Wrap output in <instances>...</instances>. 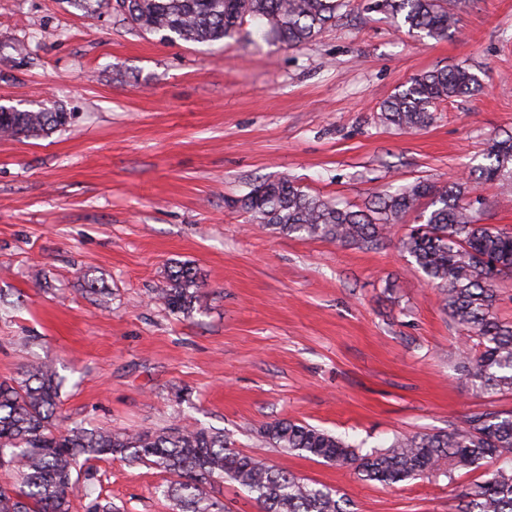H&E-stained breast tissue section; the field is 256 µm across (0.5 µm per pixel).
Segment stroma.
Segmentation results:
<instances>
[{
    "label": "stroma",
    "mask_w": 512,
    "mask_h": 512,
    "mask_svg": "<svg viewBox=\"0 0 512 512\" xmlns=\"http://www.w3.org/2000/svg\"><path fill=\"white\" fill-rule=\"evenodd\" d=\"M458 64L481 91L416 133L381 122L413 75ZM0 104L72 115L48 136L0 137V380L46 362L63 378V414L85 427L185 416L336 490L351 512H451L478 472L385 487L261 435L287 418L364 454L512 410V393H476L455 373L462 331L399 245L414 215L365 249L273 232L233 201L285 176L359 209L481 163L512 132V0H462L439 39L355 2L299 50L251 23L210 46L171 43L108 7L0 0ZM477 193L484 223L512 226V184ZM176 261L203 281L185 316L155 300ZM87 467L119 512H177L172 474L110 457Z\"/></svg>",
    "instance_id": "35a3bbf8"
}]
</instances>
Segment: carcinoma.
Wrapping results in <instances>:
<instances>
[{
  "label": "carcinoma",
  "mask_w": 512,
  "mask_h": 512,
  "mask_svg": "<svg viewBox=\"0 0 512 512\" xmlns=\"http://www.w3.org/2000/svg\"><path fill=\"white\" fill-rule=\"evenodd\" d=\"M84 13L102 4L144 33L163 41L211 44L235 35L245 22L258 34L292 49L336 25L351 0H66ZM458 0H368L365 9L392 17L410 34L443 38L455 28ZM481 88L470 69H433L413 77L381 106L383 119L400 131L427 127L437 106ZM61 109L21 110L0 105V136L47 135L69 123ZM489 163L452 183L415 181L377 196L363 209L312 195L287 179L259 182L238 199L259 224L278 232L341 245L373 248L406 214L422 209L423 223L401 248L441 290L450 320L466 331L458 368L486 394L512 392V322L495 313L497 284L512 278V228L481 222L480 184L512 182V135L494 139ZM157 299L173 314L188 315L201 303L197 269L173 262ZM61 381L45 362L27 366L19 381L0 382V468L15 480L0 485V512H70V495L84 479L85 512H116L112 501L77 471L84 461L120 456L177 476L167 489L179 512H225L211 489L229 479L255 496L262 512H350L325 487L241 453L224 433L182 422L160 430L112 432L65 423L58 411ZM289 455L305 454L353 469L384 486L460 470L481 471L454 495L456 512H512V410L474 411L448 430L395 438L386 448L361 454L344 439L303 422L278 419L262 430Z\"/></svg>",
  "instance_id": "carcinoma-1"
}]
</instances>
